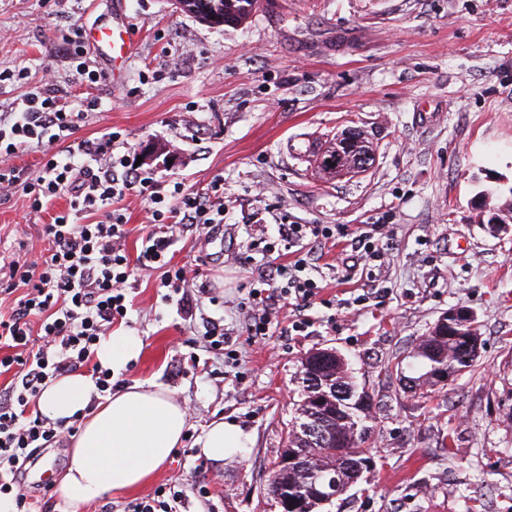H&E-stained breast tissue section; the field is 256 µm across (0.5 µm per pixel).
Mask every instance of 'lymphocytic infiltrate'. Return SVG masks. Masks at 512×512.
Here are the masks:
<instances>
[{"label": "lymphocytic infiltrate", "mask_w": 512, "mask_h": 512, "mask_svg": "<svg viewBox=\"0 0 512 512\" xmlns=\"http://www.w3.org/2000/svg\"><path fill=\"white\" fill-rule=\"evenodd\" d=\"M61 39L63 51L76 62L79 83L106 81V73L92 63L80 23L70 24ZM41 71L38 86L24 94L15 111L0 114V199L21 189L30 211L38 213L54 198H68L67 208L44 228L47 245L39 258L26 268H12L4 287L16 300L8 313H0V374L13 375L0 389V500L13 501L15 512H34L18 481L22 467L37 451L75 431L65 421L32 414L31 404L49 382L82 370L99 394L111 392L112 371L98 364L96 352L113 326L128 319L132 267L159 272L164 301L191 312V286L200 269L170 264L168 251L178 232L192 234L197 244L208 243L226 214L223 177L204 189H190L135 166L121 131L75 139L84 112L64 101L51 60L42 61ZM33 145L42 147L43 162L30 174L10 159ZM129 195L147 202L151 222L133 259L122 246L127 231L121 204ZM88 214L97 215V222L82 223ZM307 268V260L297 258L277 267L279 285L249 291L250 311L242 325L248 337L267 335L270 302L276 298L288 302L292 330H303L302 313L319 291Z\"/></svg>", "instance_id": "lymphocytic-infiltrate-1"}]
</instances>
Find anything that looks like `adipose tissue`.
I'll use <instances>...</instances> for the list:
<instances>
[{
	"label": "adipose tissue",
	"instance_id": "1",
	"mask_svg": "<svg viewBox=\"0 0 512 512\" xmlns=\"http://www.w3.org/2000/svg\"><path fill=\"white\" fill-rule=\"evenodd\" d=\"M141 350L138 336L116 331L98 351L103 366L122 371ZM95 390L82 373L61 376L37 401L52 421L79 418L80 430L66 470L57 479L60 497L74 510L110 490H135L152 480L182 442L187 412L170 393L135 382L124 386L95 411L87 405ZM250 435L237 423L212 421L197 443L202 454L220 462L247 447Z\"/></svg>",
	"mask_w": 512,
	"mask_h": 512
}]
</instances>
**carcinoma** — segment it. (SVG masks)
<instances>
[{
  "label": "carcinoma",
  "mask_w": 512,
  "mask_h": 512,
  "mask_svg": "<svg viewBox=\"0 0 512 512\" xmlns=\"http://www.w3.org/2000/svg\"><path fill=\"white\" fill-rule=\"evenodd\" d=\"M263 0H179L176 8L192 16L199 15L213 26L238 27L261 10ZM322 171L333 174L325 163L331 158L338 165H349L347 151L330 146L321 153ZM462 343L452 337L439 342L448 353L435 364L452 373L473 366L475 357L461 349ZM313 372L315 377L302 378V389L296 403L288 448L297 460L288 468L274 470L268 491L281 512H325L326 500L314 494L308 484L313 471L336 475L341 492H346L359 472L367 469L373 449L367 446L369 420L357 406L361 393L348 375L346 364L336 362L327 350L318 349L306 356L301 373ZM342 396H336V393Z\"/></svg>",
  "instance_id": "carcinoma-1"
}]
</instances>
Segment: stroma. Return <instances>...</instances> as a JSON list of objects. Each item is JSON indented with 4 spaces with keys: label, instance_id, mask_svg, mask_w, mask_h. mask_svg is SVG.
<instances>
[{
    "label": "stroma",
    "instance_id": "1",
    "mask_svg": "<svg viewBox=\"0 0 512 512\" xmlns=\"http://www.w3.org/2000/svg\"><path fill=\"white\" fill-rule=\"evenodd\" d=\"M137 50L123 83L87 86L57 52L67 18L90 26L112 0H0V68H27L37 83L55 55L68 104L92 99L77 131L122 129L142 169L201 189L224 178L223 227L197 249L177 236L176 263L198 262L203 288L192 314L162 301L159 272L134 270L130 330L140 355L125 383L150 381L187 410L186 434L153 483L102 496L113 507L172 483L184 512H278L268 493L288 445L301 361L333 348L374 401V465L329 512H512V0H270L237 29H215L172 0H130ZM183 60L166 67L168 52ZM375 147L365 173L323 179L307 152L343 128ZM266 196H257L258 187ZM29 212L22 194L0 201V277L26 265L55 212ZM335 228L308 257L321 292L304 331L285 310L265 339L237 329L259 271L290 261L281 221ZM371 231L381 260H360L351 239ZM263 238L274 251L249 250ZM369 299H361L362 290ZM223 307L210 304L211 296ZM464 307L482 341L470 371L429 388L403 389L385 367L411 352L438 317ZM223 317L227 354L196 334ZM196 356L197 369L175 372ZM238 423L249 448L215 463L196 443L214 420ZM70 443L44 450L21 484L42 512H66L55 475ZM203 480L208 498L191 490Z\"/></svg>",
    "mask_w": 512,
    "mask_h": 512
}]
</instances>
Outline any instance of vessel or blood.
Masks as SVG:
<instances>
[{"label": "vessel or blood", "instance_id": "1", "mask_svg": "<svg viewBox=\"0 0 512 512\" xmlns=\"http://www.w3.org/2000/svg\"><path fill=\"white\" fill-rule=\"evenodd\" d=\"M88 44L111 73L113 82H122L125 66L136 49L127 0H113L109 19L90 28Z\"/></svg>", "mask_w": 512, "mask_h": 512}]
</instances>
